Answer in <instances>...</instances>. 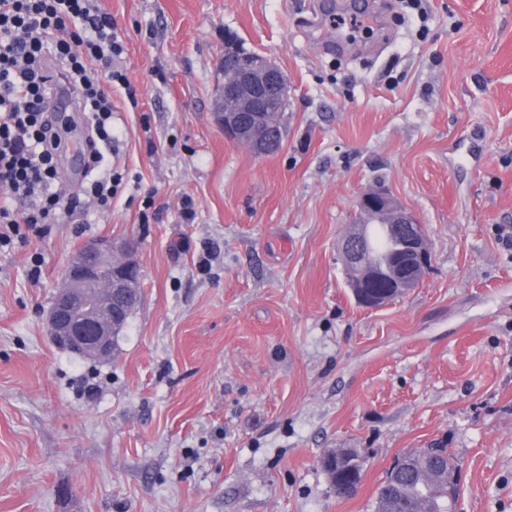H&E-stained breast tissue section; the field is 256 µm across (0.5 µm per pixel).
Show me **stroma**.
Masks as SVG:
<instances>
[{
	"mask_svg": "<svg viewBox=\"0 0 512 512\" xmlns=\"http://www.w3.org/2000/svg\"><path fill=\"white\" fill-rule=\"evenodd\" d=\"M99 5L124 46L125 187L0 249V512H373L396 456L437 445L463 512H512V0ZM232 36L288 77L275 153L215 118ZM62 122L76 192L83 115ZM376 187L425 226L431 268L370 310L337 246ZM95 238L135 240L143 300L93 362L45 313ZM336 448L365 459L349 498L321 467Z\"/></svg>",
	"mask_w": 512,
	"mask_h": 512,
	"instance_id": "stroma-1",
	"label": "stroma"
}]
</instances>
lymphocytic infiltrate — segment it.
Listing matches in <instances>:
<instances>
[{"label":"lymphocytic infiltrate","instance_id":"obj_1","mask_svg":"<svg viewBox=\"0 0 512 512\" xmlns=\"http://www.w3.org/2000/svg\"><path fill=\"white\" fill-rule=\"evenodd\" d=\"M122 53L93 0H0V248L83 209V197L111 206L123 184L112 170V85L126 80L112 63ZM61 82L96 134L80 197L57 187L60 136L47 114Z\"/></svg>","mask_w":512,"mask_h":512}]
</instances>
